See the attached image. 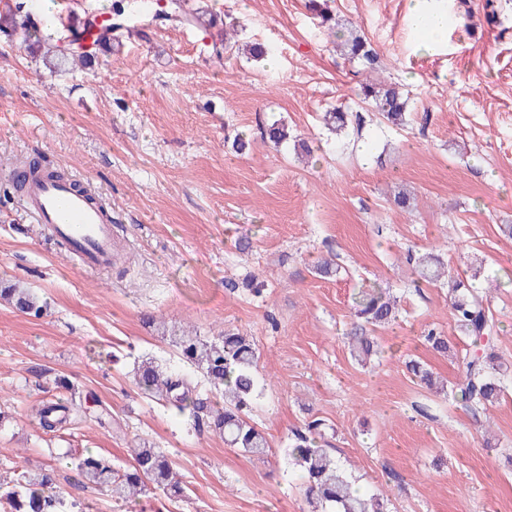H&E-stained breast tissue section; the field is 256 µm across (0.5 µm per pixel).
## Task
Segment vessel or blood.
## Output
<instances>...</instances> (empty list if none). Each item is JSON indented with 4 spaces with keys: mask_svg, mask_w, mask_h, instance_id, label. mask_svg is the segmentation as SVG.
Returning <instances> with one entry per match:
<instances>
[{
    "mask_svg": "<svg viewBox=\"0 0 512 512\" xmlns=\"http://www.w3.org/2000/svg\"><path fill=\"white\" fill-rule=\"evenodd\" d=\"M21 205L32 220L42 224L85 268H111L112 216L71 182L29 176Z\"/></svg>",
    "mask_w": 512,
    "mask_h": 512,
    "instance_id": "vessel-or-blood-1",
    "label": "vessel or blood"
}]
</instances>
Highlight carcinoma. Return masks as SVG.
<instances>
[{
	"instance_id": "obj_1",
	"label": "carcinoma",
	"mask_w": 512,
	"mask_h": 512,
	"mask_svg": "<svg viewBox=\"0 0 512 512\" xmlns=\"http://www.w3.org/2000/svg\"><path fill=\"white\" fill-rule=\"evenodd\" d=\"M111 15L112 19L103 23L104 31L86 49L83 37L93 23L90 13L68 23L57 40L42 42L34 4L31 0H14L10 9L0 12V36L24 39L30 53L54 70L67 65L89 69L98 54L111 51L112 46L145 28L204 24V11L187 12L183 0H170L161 12L151 0H113ZM336 50L351 62L370 69L378 67L377 52L365 36L353 30L336 44ZM359 96L363 104L378 114L380 122L397 128L406 125L410 101L398 84L367 82L360 86ZM324 120L328 129L335 132L346 129L350 122L349 113L339 108L325 113ZM262 136L279 147L287 142L288 129L281 121L274 120L262 127ZM415 273L427 284L446 281L456 328L479 346L473 354L458 359L460 375L450 387V393L477 419L500 399L509 372V366L493 350L497 324L483 298L465 293L464 283L446 273L443 258L435 250L415 259ZM0 300L34 318L40 317L46 308L31 289L18 283L0 286ZM354 305L356 316L373 327L396 319V300L379 288L360 290L354 297ZM422 337L434 352L448 354V338L442 332L427 328ZM169 340L191 366V371H173L153 359H145L134 367L133 382L140 392L187 416L193 428L223 435L227 446L251 456L266 455L269 442L249 417L259 395L258 355L253 341L230 328L212 338L173 333ZM347 343L351 355L361 363L380 354L375 337L361 327L347 336ZM405 367L422 383L434 385L432 373L419 360L410 358L405 361ZM34 411L42 428L53 433L87 414L82 402L73 399L42 402ZM322 427L320 418L309 421L306 431L294 433L286 450L289 460L303 473L304 493L312 512H388L384 499L355 489L352 476L336 457L321 447ZM132 457L129 468L120 472L89 453L73 463L76 480L104 489L121 502L136 500L151 484L175 497L184 495L177 465L161 449L143 445L132 449ZM56 482L52 469L24 472L0 495V501L8 512H63L64 500L55 490Z\"/></svg>"
}]
</instances>
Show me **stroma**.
I'll return each mask as SVG.
<instances>
[{"mask_svg":"<svg viewBox=\"0 0 512 512\" xmlns=\"http://www.w3.org/2000/svg\"><path fill=\"white\" fill-rule=\"evenodd\" d=\"M407 3L329 0L339 24L377 50L371 74L336 52L305 0H188L240 21L238 42L268 46L272 68L237 50L215 62L205 46L219 30L194 26L151 28L94 69L56 73L23 40L0 38V188L41 153L95 189L124 250L112 269L86 270L18 200L0 204V280L47 303L39 318L0 306V481L54 467L61 496L83 512H308L284 450L312 414L326 423L325 448L389 512H512V387L484 429L405 368L417 358L452 382L457 354L474 350L447 288L412 282L408 254L434 247L486 297L495 349L512 363V239L499 231L512 224V0H448L447 44L435 50L409 27ZM370 77L408 92V126H380L367 112L362 126L330 134L324 112L356 107ZM278 118L314 146L310 158L262 139ZM239 133L251 141L242 154L232 148ZM400 188L413 210L394 206ZM245 235L253 246L242 252ZM324 258L338 277L315 274ZM248 276L264 283L262 296L242 288ZM373 286L398 296L399 317L378 330L381 356L363 367L343 336L357 321L355 293ZM150 314L203 336H252L263 384L252 416L267 456L195 431L136 388L137 361L184 367ZM428 327L454 356L425 347ZM61 377L95 402L90 419L47 433L31 408L62 397ZM142 441L176 461L185 497L154 488L131 506L71 482L73 458L92 451L125 467Z\"/></svg>","mask_w":512,"mask_h":512,"instance_id":"stroma-1","label":"stroma"}]
</instances>
